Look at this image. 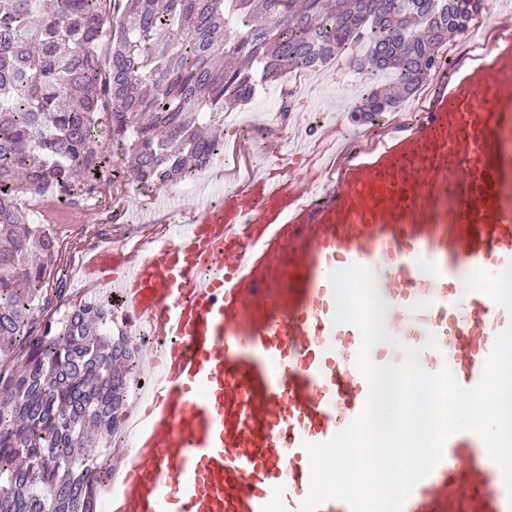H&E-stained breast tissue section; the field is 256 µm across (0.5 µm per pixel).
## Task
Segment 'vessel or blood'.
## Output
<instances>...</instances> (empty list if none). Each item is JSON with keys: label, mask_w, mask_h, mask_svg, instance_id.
Segmentation results:
<instances>
[{"label": "vessel or blood", "mask_w": 512, "mask_h": 512, "mask_svg": "<svg viewBox=\"0 0 512 512\" xmlns=\"http://www.w3.org/2000/svg\"><path fill=\"white\" fill-rule=\"evenodd\" d=\"M332 124L144 245L78 263L145 329L151 385L127 418L105 512H298L305 443L363 409L358 330L333 322L331 271H373L395 340L475 386L512 303V8L430 75L404 116ZM435 347H426L427 338ZM403 512H512L482 440L450 437Z\"/></svg>", "instance_id": "b4317fda"}]
</instances>
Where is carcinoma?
I'll list each match as a JSON object with an SVG mask.
<instances>
[{
	"instance_id": "cac0c4a2",
	"label": "carcinoma",
	"mask_w": 512,
	"mask_h": 512,
	"mask_svg": "<svg viewBox=\"0 0 512 512\" xmlns=\"http://www.w3.org/2000/svg\"><path fill=\"white\" fill-rule=\"evenodd\" d=\"M485 0H0V512H92L132 359L112 305H59L55 239L21 199L80 204L190 179L224 109L353 45L390 74L353 119L399 106L468 32ZM109 51L100 61L102 47Z\"/></svg>"
}]
</instances>
